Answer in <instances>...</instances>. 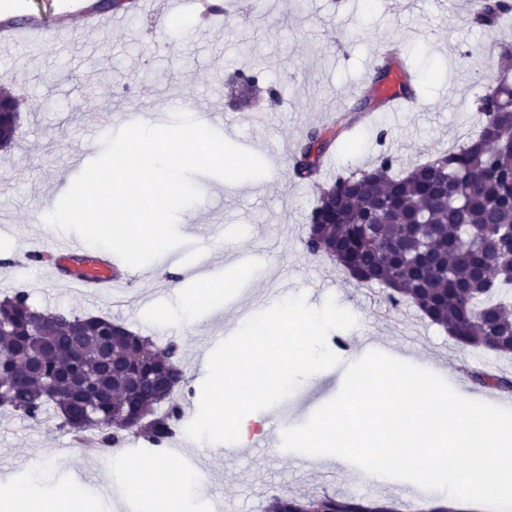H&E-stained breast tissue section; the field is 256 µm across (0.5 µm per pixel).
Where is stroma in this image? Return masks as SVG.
Here are the masks:
<instances>
[{"label":"stroma","mask_w":512,"mask_h":512,"mask_svg":"<svg viewBox=\"0 0 512 512\" xmlns=\"http://www.w3.org/2000/svg\"><path fill=\"white\" fill-rule=\"evenodd\" d=\"M223 14L201 16L196 0H154L152 12L115 26L82 31L79 21L59 26L57 40L0 44V88L19 103L15 141L0 149V256L15 257L31 243L80 244L44 217L84 167L103 151L102 139L122 127L174 112L196 115L201 105L221 113L212 128L268 166L265 177L228 182L194 175L199 203L181 212L185 246L137 268L121 295L89 298L37 270L0 266V297L23 289L42 309L109 316L150 337L178 341L190 379L183 407L197 411L214 347L232 335L240 309L264 310L269 290L282 281L309 306L327 297L349 310L354 327L333 331L350 348L376 345L403 361L427 363L455 390L475 399L488 392L478 373L512 379V356L459 346L444 329L411 306L385 308L380 285H361L328 258L303 249L315 185L293 175V152L313 127L337 128L367 86L383 46L398 44L419 76L413 111L380 107L366 114L323 159L317 183L370 168L381 153L409 170L477 135L480 98L497 67L484 54L487 39L512 43V23L489 30L474 24L470 0H232ZM256 72L257 97L229 107L228 75ZM178 270V284L165 282ZM225 284L222 297L203 307L197 323L181 313L182 295ZM335 369L301 382L278 405L257 412L265 435L305 423L340 390ZM209 482L189 489L176 512H265L283 492L351 495L406 503L423 512L426 499L406 498L402 485L351 482L331 455L311 456L267 446L206 450ZM158 450L141 439L124 441L105 458L76 443L57 420L33 421L0 412V496L22 486L32 501L62 496L75 483L92 486L83 512H155L152 501L111 494L126 482L132 461L150 462Z\"/></svg>","instance_id":"obj_1"}]
</instances>
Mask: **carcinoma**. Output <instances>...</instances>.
<instances>
[{
	"instance_id": "carcinoma-1",
	"label": "carcinoma",
	"mask_w": 512,
	"mask_h": 512,
	"mask_svg": "<svg viewBox=\"0 0 512 512\" xmlns=\"http://www.w3.org/2000/svg\"><path fill=\"white\" fill-rule=\"evenodd\" d=\"M472 21L494 27L512 5L471 0ZM96 14L130 12L127 0H91ZM498 70L480 98L485 121L463 146L405 173L379 155L372 168L316 185L318 197L305 251L326 256L361 284L385 286V303L415 307L431 323L468 346L512 354V300H493L512 288V45L497 44ZM399 50L374 69L384 83ZM401 94L414 99L417 82L404 67ZM17 100L0 95V142L12 143ZM336 136L314 128L294 156L295 176L315 181ZM0 407L59 428L82 441L89 434L118 447L128 436L153 446L167 442L183 410L174 398L189 385L182 349L171 341L157 347L124 323L104 316L45 312L18 290L0 300ZM123 423L118 430L110 424ZM266 512H400L394 501L355 496L279 494Z\"/></svg>"
}]
</instances>
